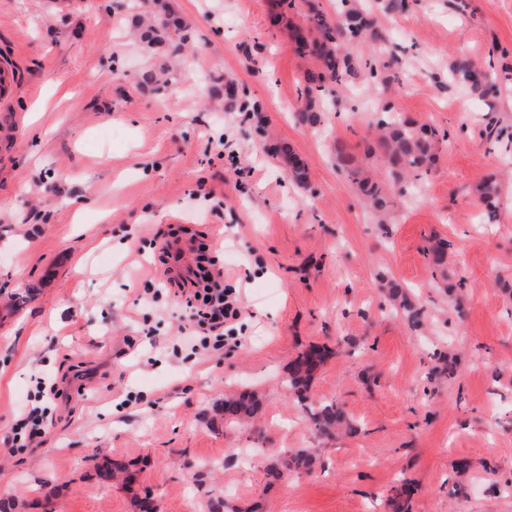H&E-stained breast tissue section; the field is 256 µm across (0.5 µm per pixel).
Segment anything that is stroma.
<instances>
[{
	"mask_svg": "<svg viewBox=\"0 0 512 512\" xmlns=\"http://www.w3.org/2000/svg\"><path fill=\"white\" fill-rule=\"evenodd\" d=\"M185 28L161 47L134 25L154 0H0V506L10 512H512V0H408L379 14L383 83L359 72L323 97L314 130L296 115L319 63L299 55L274 0H166ZM461 56L490 62L482 96L448 80ZM234 83L254 120L224 109ZM448 133L432 170L388 180L380 225L337 150L361 161L372 102ZM499 131L486 143V128ZM228 136L234 159L213 148ZM285 140L307 181L270 144ZM503 185L487 219L475 192ZM448 239L444 272L423 249ZM182 265L208 247L244 307L241 348L204 358L184 310L154 302L165 242ZM425 310L411 329L390 310L379 271ZM329 357L311 402H337L352 431L317 432L284 384L298 353ZM453 358L455 378L437 373ZM57 379L44 435L12 427L35 376ZM251 389L266 412L225 424L224 396ZM137 395L126 403L127 394ZM296 448L320 460L268 484ZM126 465L130 484L100 465Z\"/></svg>",
	"mask_w": 512,
	"mask_h": 512,
	"instance_id": "35a3bbf8",
	"label": "stroma"
}]
</instances>
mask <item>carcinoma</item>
Wrapping results in <instances>:
<instances>
[{
	"label": "carcinoma",
	"instance_id": "1",
	"mask_svg": "<svg viewBox=\"0 0 512 512\" xmlns=\"http://www.w3.org/2000/svg\"><path fill=\"white\" fill-rule=\"evenodd\" d=\"M339 2L342 5L340 22L333 24L328 14L314 9L308 15V28H297L293 32L294 39L304 54L321 62L318 69L306 73L305 84L300 89L306 104L298 113L299 122L312 130L318 128L322 122V111L317 104V98L324 95L330 86L340 85L355 77L363 66L362 60L346 51L345 44L359 43L372 54L381 51L384 46L376 16L361 8L346 6L347 0ZM448 80L481 95L488 94L495 87L483 63L470 57L451 62L448 67ZM380 112L381 117L377 121L378 134L367 149L365 161H383L395 178L410 172L415 174L429 170L436 160L435 146L447 137V133H441L429 125L414 126L392 118V106L388 103L380 108ZM276 155L288 164L293 177L299 181L305 179V165L288 142L277 144ZM354 174L358 178L361 191L374 210L380 216H385L391 204L386 185L374 180L369 169L362 165L354 170ZM478 192L488 218L496 217L501 185L490 179ZM449 248L450 242L439 238L425 249V257L434 269L444 270ZM380 279L384 280L383 288L392 307L404 315L411 328H420L423 324L421 308L399 283L394 280L387 281L383 275ZM325 357L324 351L312 348L299 353L291 363L285 384L298 401L309 400L310 380ZM219 412L224 422L240 424L263 415L265 405L257 392L243 390L224 398ZM309 420L316 430L328 433L344 423L345 414L336 403L322 402L309 408ZM315 464L314 455L300 448L290 452L289 458L284 462L270 465L267 477L271 482H278L286 478L288 470L293 467L310 471Z\"/></svg>",
	"mask_w": 512,
	"mask_h": 512
}]
</instances>
